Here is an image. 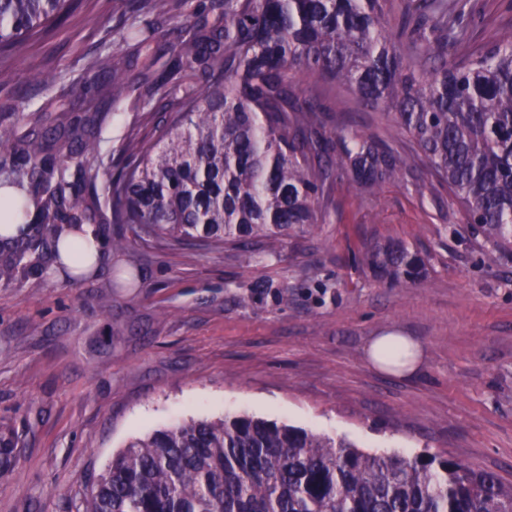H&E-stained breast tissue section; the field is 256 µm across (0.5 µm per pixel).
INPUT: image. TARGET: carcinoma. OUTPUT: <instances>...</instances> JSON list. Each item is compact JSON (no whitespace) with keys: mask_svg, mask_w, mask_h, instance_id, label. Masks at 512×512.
I'll return each instance as SVG.
<instances>
[{"mask_svg":"<svg viewBox=\"0 0 512 512\" xmlns=\"http://www.w3.org/2000/svg\"><path fill=\"white\" fill-rule=\"evenodd\" d=\"M189 0H153L123 55L99 56L81 105L58 78L32 115L0 122V281L50 269L82 275L63 245L103 225L150 238L247 249L283 241L319 219L326 184L373 193L405 179L409 161L376 135L325 134L331 111L301 78L386 107L452 203L480 233L483 260L512 259V28L470 45L477 0H224L199 14ZM73 0H0V56L48 33ZM175 24L172 65L158 71L161 29ZM463 50L459 59L448 56ZM198 72L208 85L187 80ZM176 91L160 137L132 139L135 163L94 191L100 131L112 104L141 88ZM377 281L405 287L425 259L407 244L367 248ZM16 462L0 434V472ZM83 512H512V484L441 454L365 453L352 441L247 415L188 421L127 443Z\"/></svg>","mask_w":512,"mask_h":512,"instance_id":"obj_1","label":"carcinoma"}]
</instances>
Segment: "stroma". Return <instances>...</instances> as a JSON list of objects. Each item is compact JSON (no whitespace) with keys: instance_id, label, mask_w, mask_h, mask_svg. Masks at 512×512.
I'll list each match as a JSON object with an SVG mask.
<instances>
[{"instance_id":"obj_1","label":"stroma","mask_w":512,"mask_h":512,"mask_svg":"<svg viewBox=\"0 0 512 512\" xmlns=\"http://www.w3.org/2000/svg\"><path fill=\"white\" fill-rule=\"evenodd\" d=\"M481 2L472 42L490 45L512 26V0ZM137 7L81 0L52 36L0 59V120L38 108L42 75L68 85L98 55L122 54ZM322 94L334 127L377 134L419 163L393 112L340 85ZM174 102L164 88L144 107H113L99 182L128 166V138L157 137ZM387 239L426 257L419 282L392 287L359 264L364 245ZM127 240L86 277L0 282V433L18 456L0 473V512H83L132 438L227 415L344 436L370 454L444 452L512 481V263L480 265L483 239L446 184L420 177L371 194L333 181L323 222L273 253ZM388 335L406 339L412 366L371 360Z\"/></svg>"}]
</instances>
